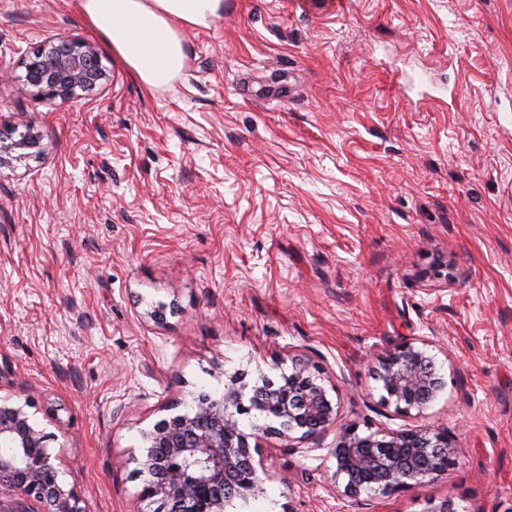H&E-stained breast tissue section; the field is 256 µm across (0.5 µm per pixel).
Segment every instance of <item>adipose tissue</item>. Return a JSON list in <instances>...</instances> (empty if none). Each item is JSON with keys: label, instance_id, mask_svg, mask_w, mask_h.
<instances>
[{"label": "adipose tissue", "instance_id": "1", "mask_svg": "<svg viewBox=\"0 0 512 512\" xmlns=\"http://www.w3.org/2000/svg\"><path fill=\"white\" fill-rule=\"evenodd\" d=\"M80 8L113 54L142 83L158 88L183 68L180 27H211L224 0H80Z\"/></svg>", "mask_w": 512, "mask_h": 512}]
</instances>
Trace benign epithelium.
I'll return each mask as SVG.
<instances>
[{
  "instance_id": "1",
  "label": "benign epithelium",
  "mask_w": 512,
  "mask_h": 512,
  "mask_svg": "<svg viewBox=\"0 0 512 512\" xmlns=\"http://www.w3.org/2000/svg\"><path fill=\"white\" fill-rule=\"evenodd\" d=\"M49 56L53 63L41 67ZM26 80L47 98L70 99L93 89L105 78L97 51L89 44L66 42L41 49L25 63ZM41 144L34 122L22 125L17 138L0 148V168L28 155ZM377 379L382 401L409 414L422 411L445 387L433 357L410 343L390 352L381 362ZM0 398V494L35 502L48 512H83L76 491L64 486L54 464L45 432L27 410ZM263 415L270 424L257 428L260 439L275 435L314 441L336 424V403L330 398L320 371L298 363L282 387L261 379L253 386L243 375L230 378L219 398L201 394L190 412L176 413L141 432V456H132L138 472L148 476L141 495L163 502L167 512H225L234 499L264 492L254 455L240 417ZM455 448L448 434L430 430L373 432L365 436L345 428L330 454L336 458L335 481L343 496L355 503L362 492L390 494L427 478L436 479L452 465Z\"/></svg>"
}]
</instances>
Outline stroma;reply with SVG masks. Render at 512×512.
Wrapping results in <instances>:
<instances>
[{"instance_id":"stroma-1","label":"stroma","mask_w":512,"mask_h":512,"mask_svg":"<svg viewBox=\"0 0 512 512\" xmlns=\"http://www.w3.org/2000/svg\"><path fill=\"white\" fill-rule=\"evenodd\" d=\"M78 0H0V395L52 433L84 512H152L142 431L230 376L316 364V447L264 439V492L225 512H512V0H224L152 89ZM88 43L105 78L62 101L24 63ZM426 345L421 413L375 372ZM444 431L447 475L341 496V430ZM23 130L19 131V125L15 127L17 138L13 139L11 143L2 149L0 146V168L11 166L13 161L20 160L28 155V150L37 149L41 144V134L36 129L34 122L21 125ZM16 154V155H13Z\"/></svg>"}]
</instances>
